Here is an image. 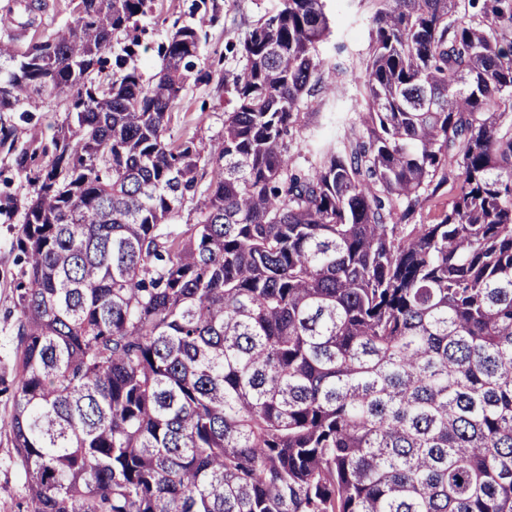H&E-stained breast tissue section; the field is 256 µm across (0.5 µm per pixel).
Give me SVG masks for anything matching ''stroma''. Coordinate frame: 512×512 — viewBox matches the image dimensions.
I'll list each match as a JSON object with an SVG mask.
<instances>
[{
  "mask_svg": "<svg viewBox=\"0 0 512 512\" xmlns=\"http://www.w3.org/2000/svg\"><path fill=\"white\" fill-rule=\"evenodd\" d=\"M43 10L18 12V21L27 28L25 38H40L61 26L69 16V0H46ZM193 0H155L154 13L148 20V30L141 40L146 52L140 53L137 64L144 75L156 73L160 66L157 46L170 35L174 24L192 23L199 30L208 77L201 82H189L177 106L178 121L174 134L197 135L209 140L224 132V77L242 64L240 57L227 52L230 42L242 41L251 25L265 12L274 10L278 0H207V11L192 12ZM325 10L331 19L332 33L320 44L319 53L328 62L344 57L356 63L364 56L368 45L371 0H325ZM344 45V54H337V45ZM360 99L352 84H344L336 93L304 105L306 126L303 135L309 147L334 136L337 124L351 116ZM67 103L58 98L47 102L30 121H22L18 113L1 112L0 123L14 126L18 144L47 141L65 118ZM30 188L18 174L15 154L0 146V198L14 199L12 215L0 214V512H31L24 486V472L9 434L13 412L15 381L14 337L20 312L13 294V275L17 271L14 247L20 232L24 208Z\"/></svg>",
  "mask_w": 512,
  "mask_h": 512,
  "instance_id": "obj_1",
  "label": "stroma"
}]
</instances>
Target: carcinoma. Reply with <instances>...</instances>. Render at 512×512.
Returning a JSON list of instances; mask_svg holds the SVG:
<instances>
[{
	"label": "carcinoma",
	"mask_w": 512,
	"mask_h": 512,
	"mask_svg": "<svg viewBox=\"0 0 512 512\" xmlns=\"http://www.w3.org/2000/svg\"><path fill=\"white\" fill-rule=\"evenodd\" d=\"M372 2L357 70L324 0L260 16L215 143L172 134L195 26L130 65L154 0L0 40V112L67 98L15 157L33 512H512V0ZM348 79L365 108L298 164ZM453 194L454 189L452 188V182H449L440 191L439 197L427 203L421 211L415 214L414 219L412 220V224L429 223L438 209H440L443 205L446 206L448 204Z\"/></svg>",
	"instance_id": "carcinoma-1"
}]
</instances>
